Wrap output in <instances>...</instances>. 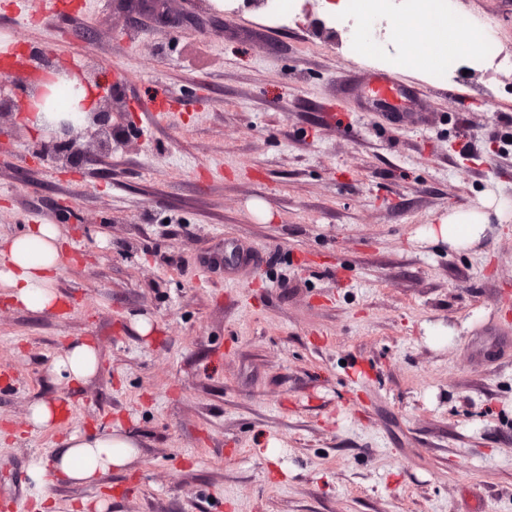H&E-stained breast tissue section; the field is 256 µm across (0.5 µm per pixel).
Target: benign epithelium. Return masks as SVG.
I'll list each match as a JSON object with an SVG mask.
<instances>
[{
  "label": "benign epithelium",
  "mask_w": 512,
  "mask_h": 512,
  "mask_svg": "<svg viewBox=\"0 0 512 512\" xmlns=\"http://www.w3.org/2000/svg\"><path fill=\"white\" fill-rule=\"evenodd\" d=\"M167 0H137V9L151 15L167 25H178L184 17L169 13ZM43 72L51 81L64 79L77 89H97L99 94L94 106L78 105L74 112L57 122L43 124L44 135L37 141L30 158L35 163L50 161L61 169L74 167L95 156L107 154L114 145L124 140L128 126L125 124L129 106L125 98L114 86L108 91L100 90L102 72L93 65L80 68H63L46 54H41ZM49 90L33 87L27 78L20 75L0 81V134L4 133V123L13 121L17 112L35 115L37 103H43Z\"/></svg>",
  "instance_id": "7a95c632"
}]
</instances>
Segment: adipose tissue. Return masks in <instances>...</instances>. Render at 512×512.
<instances>
[{
    "label": "adipose tissue",
    "mask_w": 512,
    "mask_h": 512,
    "mask_svg": "<svg viewBox=\"0 0 512 512\" xmlns=\"http://www.w3.org/2000/svg\"><path fill=\"white\" fill-rule=\"evenodd\" d=\"M488 226L484 217L470 214L430 227L429 234L452 248L478 243ZM69 256L67 239L55 224H30L0 242V286L7 298L34 313L56 310L60 294L56 280ZM97 349L88 341L69 342L52 364L54 373L70 386L80 387L97 372ZM137 453L134 433L109 426L65 437L60 448L33 461L29 470L30 495L36 506H53V491L61 484L87 486L124 468Z\"/></svg>",
    "instance_id": "1"
}]
</instances>
